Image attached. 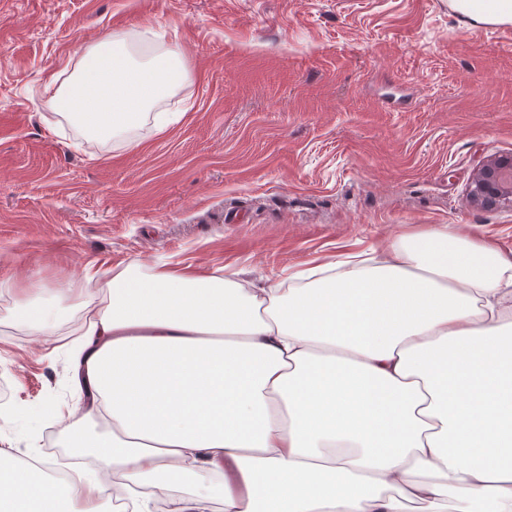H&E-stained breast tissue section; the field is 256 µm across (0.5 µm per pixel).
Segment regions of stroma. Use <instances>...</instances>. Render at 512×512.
Wrapping results in <instances>:
<instances>
[{"instance_id": "stroma-1", "label": "stroma", "mask_w": 512, "mask_h": 512, "mask_svg": "<svg viewBox=\"0 0 512 512\" xmlns=\"http://www.w3.org/2000/svg\"><path fill=\"white\" fill-rule=\"evenodd\" d=\"M167 33L188 77L126 140L45 92L87 46ZM512 152V26L449 0H0V450L73 471L87 266L251 281L448 224L512 252V204L468 205ZM59 291L46 334L19 289ZM18 315L23 323L35 332L46 330L48 318L40 305L25 302Z\"/></svg>"}]
</instances>
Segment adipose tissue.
I'll return each mask as SVG.
<instances>
[{
	"label": "adipose tissue",
	"mask_w": 512,
	"mask_h": 512,
	"mask_svg": "<svg viewBox=\"0 0 512 512\" xmlns=\"http://www.w3.org/2000/svg\"><path fill=\"white\" fill-rule=\"evenodd\" d=\"M512 25V0H451ZM178 45L90 47L49 99L95 140L153 117ZM300 273L107 278L72 364L88 419L72 449L175 512H512V253L444 226ZM97 481L0 454V512H97Z\"/></svg>",
	"instance_id": "adipose-tissue-1"
}]
</instances>
